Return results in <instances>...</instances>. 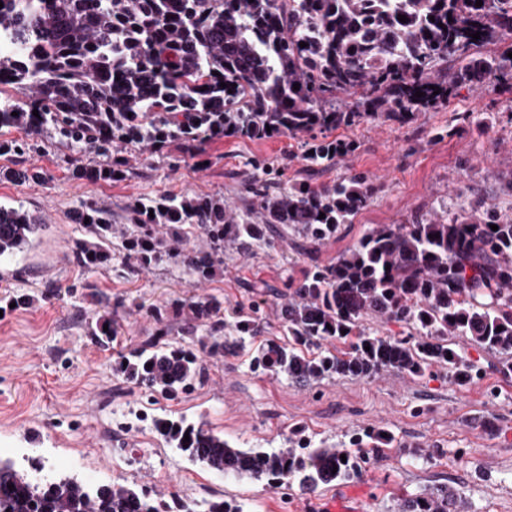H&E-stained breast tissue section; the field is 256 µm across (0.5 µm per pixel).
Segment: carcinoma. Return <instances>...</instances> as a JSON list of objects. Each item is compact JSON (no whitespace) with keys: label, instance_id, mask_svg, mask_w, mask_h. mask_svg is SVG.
<instances>
[{"label":"carcinoma","instance_id":"carcinoma-1","mask_svg":"<svg viewBox=\"0 0 512 512\" xmlns=\"http://www.w3.org/2000/svg\"><path fill=\"white\" fill-rule=\"evenodd\" d=\"M0 2V86L26 96L21 103L0 102V129L21 126L34 135L51 125L70 145H93L112 162L77 167L74 175L89 181L127 176L126 159L116 155L123 144L157 149L178 142L195 154L228 136H296L367 118L402 125L413 113L447 102L460 84L512 94V45L457 70L448 67L473 48L512 36V0H482L480 7L476 0ZM418 91L424 96H415ZM340 94L356 97L355 106L340 109ZM309 149L305 159L314 168L355 145L323 139ZM247 192L261 200L256 220L236 218L221 195L137 200L125 224L115 223L106 206L85 202L73 222L84 225L88 237L76 242L74 258L94 269L119 257L132 275L173 260L191 278L208 280L224 266V246L250 251L268 245L280 224L311 251L352 223L369 198L358 179L277 191L250 185ZM44 228L22 208L0 205V258L30 245ZM196 231L206 245L185 247ZM284 287L291 292L283 295L278 315L296 342L260 344L250 361L255 373L319 381L385 370L419 375L438 364L463 386L478 369L448 346L450 336L504 355L500 372L512 373V222L471 204L446 222L425 218L373 228L336 262L313 265ZM180 313L181 335L224 355L219 305L184 302ZM92 315L89 336L106 347L119 325L106 310ZM373 315L412 333L373 336L361 327ZM152 317L155 333L112 367L115 375L130 388L166 398L206 382L207 365L192 350L168 343L173 327L163 310L153 308ZM258 321L255 308L235 313L242 336L257 335ZM154 426L191 461L274 488L296 484L313 491L356 473L347 450L315 447L298 436L267 452L239 448L184 418H157ZM43 468L35 459L28 470L0 459V512H158L163 499L125 480L91 487L67 476L32 478L31 471ZM175 503L178 512H243L234 501ZM469 509L448 485L401 504V512Z\"/></svg>","mask_w":512,"mask_h":512}]
</instances>
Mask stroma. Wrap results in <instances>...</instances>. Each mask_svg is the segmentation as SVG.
Listing matches in <instances>:
<instances>
[{
	"label": "stroma",
	"instance_id": "obj_1",
	"mask_svg": "<svg viewBox=\"0 0 512 512\" xmlns=\"http://www.w3.org/2000/svg\"><path fill=\"white\" fill-rule=\"evenodd\" d=\"M327 136L356 149L316 172L304 160L307 136L225 137L198 156L176 142L159 152L130 145L122 151L130 164L125 179L89 182L75 178L74 167L108 162L92 145L71 147L51 128L34 139L21 127L1 129L0 140L30 147L0 155V204L37 214L45 230L0 260V457L38 458L45 474L87 485L127 480L187 500H233L244 512H328L334 502L349 512H399L400 497L441 484L457 489L471 512H512V374L501 373L499 355L454 338L453 348L479 368L463 387L441 365L417 376L383 371L309 384L249 367L258 341L285 337L278 317L284 282L334 262L368 230L446 218L465 200L512 222V96L463 86L403 127L364 120ZM22 168L41 169L45 181L6 178ZM255 176L272 187L363 176L370 196L313 253L297 250L288 236L251 252L228 247L223 268L201 283L170 265L129 276L115 263L84 270L73 261L87 233L71 215L85 201L108 205L121 221L136 200L220 194L242 216L257 205L246 192ZM190 298L217 300L227 312L259 306L258 337L206 357L209 378L189 394L168 399L120 385L112 367L153 335L151 308L169 307L177 326L182 317L171 305ZM105 303L120 329L103 348L88 336V314ZM154 417L206 423L246 450H274L298 430L315 445L346 448L365 432L386 433L390 442L366 454L347 482L284 494L189 461L153 429Z\"/></svg>",
	"mask_w": 512,
	"mask_h": 512
}]
</instances>
